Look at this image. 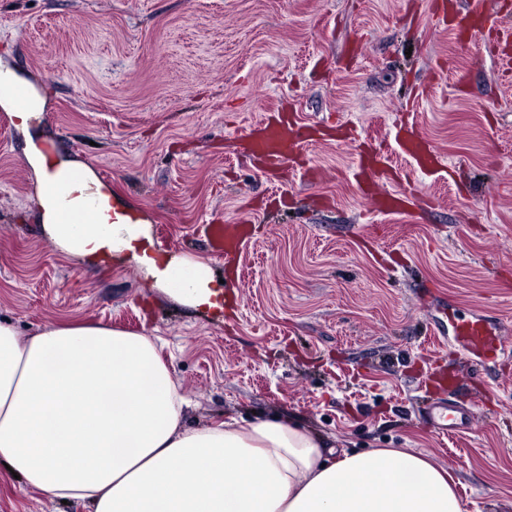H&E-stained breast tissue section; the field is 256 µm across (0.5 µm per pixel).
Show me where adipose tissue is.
Masks as SVG:
<instances>
[{"mask_svg": "<svg viewBox=\"0 0 512 512\" xmlns=\"http://www.w3.org/2000/svg\"><path fill=\"white\" fill-rule=\"evenodd\" d=\"M0 58V108L25 141L48 244L83 266H132L147 287L220 321L208 260L163 248L146 215L39 127L45 98ZM90 207L92 219L68 215ZM188 401L152 337L68 321L21 337L0 320V463L88 512H466L449 469L419 452L336 449L293 418L186 423Z\"/></svg>", "mask_w": 512, "mask_h": 512, "instance_id": "obj_1", "label": "adipose tissue"}]
</instances>
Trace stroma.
<instances>
[{
	"label": "stroma",
	"instance_id": "obj_1",
	"mask_svg": "<svg viewBox=\"0 0 512 512\" xmlns=\"http://www.w3.org/2000/svg\"><path fill=\"white\" fill-rule=\"evenodd\" d=\"M448 0H0V57L45 94L43 131L143 210L156 239L210 261L216 322L133 267L49 247L23 138L0 109V319L22 336L69 319L153 336L191 424L290 416L342 448H411L450 468L468 512H512V37L443 18ZM314 140L268 175L235 139L271 107ZM413 127L438 158L395 141ZM381 153L375 211L359 157ZM246 220L225 260L209 222ZM483 320L500 350H465ZM479 409L467 436L417 408L437 376ZM0 512H85L0 464Z\"/></svg>",
	"mask_w": 512,
	"mask_h": 512
}]
</instances>
